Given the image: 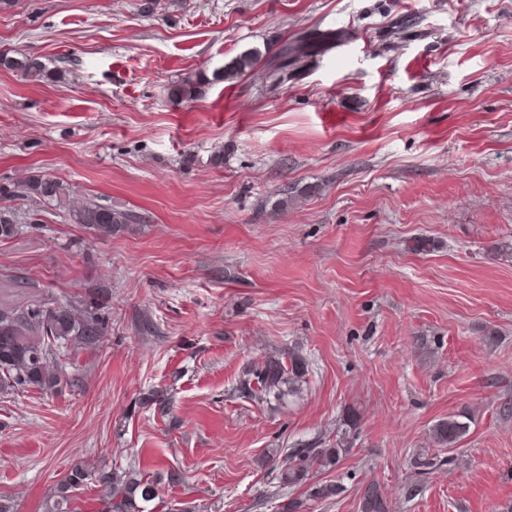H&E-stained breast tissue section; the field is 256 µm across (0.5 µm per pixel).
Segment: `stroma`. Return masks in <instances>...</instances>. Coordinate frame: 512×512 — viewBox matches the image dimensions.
Listing matches in <instances>:
<instances>
[{"mask_svg": "<svg viewBox=\"0 0 512 512\" xmlns=\"http://www.w3.org/2000/svg\"><path fill=\"white\" fill-rule=\"evenodd\" d=\"M140 4L0 13V50L66 70L0 69V188L39 172L139 217L99 237L13 202L0 279L81 301L106 335L55 391L0 396V502L46 512L81 461L154 480V512H361L369 483L390 512H512V0ZM315 31L335 45L283 84L258 68L169 96ZM291 351L309 363L293 402L239 395L248 363ZM451 416L469 429L435 449ZM304 445L341 447L311 476L336 497L277 486ZM0 67L35 81L61 79L66 72L58 66L53 69L49 68L37 55L23 54L12 50H0ZM263 54L258 50H249L232 58L224 67L212 73L210 79L205 73L186 77L170 86L169 94L181 102H191L200 98L204 88L215 81L231 80L251 72L261 64Z\"/></svg>", "mask_w": 512, "mask_h": 512, "instance_id": "1", "label": "stroma"}]
</instances>
